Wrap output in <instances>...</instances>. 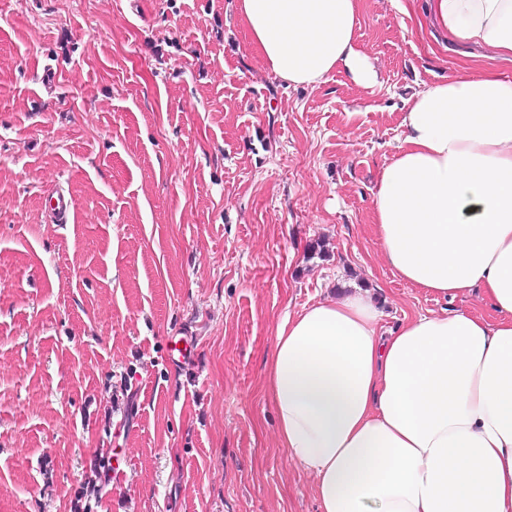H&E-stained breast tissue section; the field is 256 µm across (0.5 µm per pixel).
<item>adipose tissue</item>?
Here are the masks:
<instances>
[{"label": "adipose tissue", "instance_id": "ef3b65f1", "mask_svg": "<svg viewBox=\"0 0 512 512\" xmlns=\"http://www.w3.org/2000/svg\"><path fill=\"white\" fill-rule=\"evenodd\" d=\"M450 40L512 60V0H427ZM261 61L292 85L336 68L375 82L358 0H237ZM373 194L389 268L495 313L385 329L356 289L277 326L266 381L277 438L320 512H512V79L477 67L415 94Z\"/></svg>", "mask_w": 512, "mask_h": 512}]
</instances>
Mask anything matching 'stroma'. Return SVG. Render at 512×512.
<instances>
[{
  "label": "stroma",
  "mask_w": 512,
  "mask_h": 512,
  "mask_svg": "<svg viewBox=\"0 0 512 512\" xmlns=\"http://www.w3.org/2000/svg\"><path fill=\"white\" fill-rule=\"evenodd\" d=\"M425 7L361 0L376 84L297 87L235 0H0V512H319L267 391L280 320L356 288L387 327L492 317L406 286L371 228L412 95L512 78Z\"/></svg>",
  "instance_id": "stroma-1"
}]
</instances>
